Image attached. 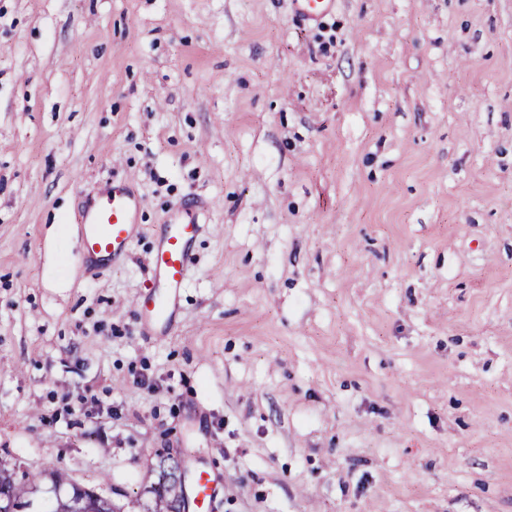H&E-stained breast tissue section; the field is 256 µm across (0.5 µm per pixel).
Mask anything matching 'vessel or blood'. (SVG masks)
Returning a JSON list of instances; mask_svg holds the SVG:
<instances>
[{
    "label": "vessel or blood",
    "mask_w": 512,
    "mask_h": 512,
    "mask_svg": "<svg viewBox=\"0 0 512 512\" xmlns=\"http://www.w3.org/2000/svg\"><path fill=\"white\" fill-rule=\"evenodd\" d=\"M140 208L141 199L130 183L112 182L99 202L81 214L80 259L100 263L121 255L134 233ZM201 230V224L180 214L164 225L160 244L150 260L155 290L144 301L143 317L147 322L164 328L173 324L191 260V244ZM215 492V476L200 472L195 484L196 512H211Z\"/></svg>",
    "instance_id": "1"
}]
</instances>
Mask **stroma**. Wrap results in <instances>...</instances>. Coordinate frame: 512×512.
<instances>
[{
  "label": "stroma",
  "instance_id": "obj_1",
  "mask_svg": "<svg viewBox=\"0 0 512 512\" xmlns=\"http://www.w3.org/2000/svg\"><path fill=\"white\" fill-rule=\"evenodd\" d=\"M160 453L213 512H512V0H0V460L124 504ZM140 208L141 199L130 183L113 181L99 202L85 207L81 214L78 258L102 263L121 255L134 233ZM180 212L168 224H163L161 241L153 253L150 265L155 280V291L144 301V319L159 327L169 328L174 323L177 300L186 279L191 260V244L202 230L186 212ZM216 492V477L208 471L198 474L195 484L196 512H210Z\"/></svg>",
  "mask_w": 512,
  "mask_h": 512
}]
</instances>
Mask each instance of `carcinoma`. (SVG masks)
Instances as JSON below:
<instances>
[{
	"instance_id": "1",
	"label": "carcinoma",
	"mask_w": 512,
	"mask_h": 512,
	"mask_svg": "<svg viewBox=\"0 0 512 512\" xmlns=\"http://www.w3.org/2000/svg\"><path fill=\"white\" fill-rule=\"evenodd\" d=\"M157 481L146 492V501L135 498L136 512H178L181 489L161 458L157 464ZM61 493L65 499L83 500V512H117L120 505L94 491L73 483L60 470H40L33 466L24 469L0 463V512H30L31 498L38 493Z\"/></svg>"
}]
</instances>
